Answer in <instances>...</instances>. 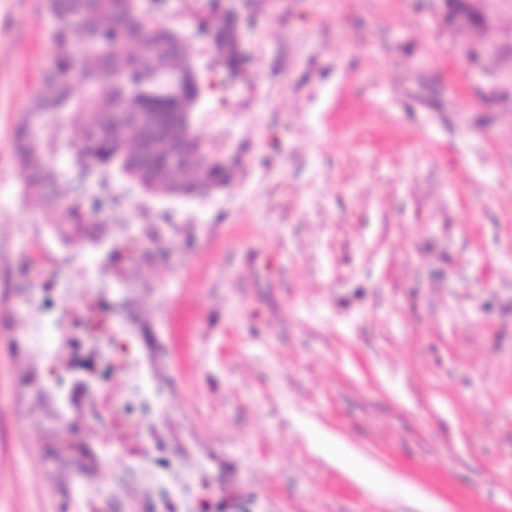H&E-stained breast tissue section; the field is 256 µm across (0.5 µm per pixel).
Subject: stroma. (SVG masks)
I'll use <instances>...</instances> for the list:
<instances>
[{"instance_id":"1","label":"stroma","mask_w":512,"mask_h":512,"mask_svg":"<svg viewBox=\"0 0 512 512\" xmlns=\"http://www.w3.org/2000/svg\"><path fill=\"white\" fill-rule=\"evenodd\" d=\"M248 62L195 112L222 191L152 195L120 176L113 233L174 228V271L139 266L132 308L168 357L179 449L51 465L0 345V512H68L75 482L134 466L246 512H512V0L489 25L443 0H226ZM209 0H167L194 38ZM41 0H0V237L20 263L59 210L25 199L13 128L51 52ZM78 115H47L73 167ZM353 450L362 481L331 450Z\"/></svg>"}]
</instances>
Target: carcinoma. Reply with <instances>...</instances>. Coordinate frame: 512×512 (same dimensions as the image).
Returning a JSON list of instances; mask_svg holds the SVG:
<instances>
[{
	"instance_id": "carcinoma-1",
	"label": "carcinoma",
	"mask_w": 512,
	"mask_h": 512,
	"mask_svg": "<svg viewBox=\"0 0 512 512\" xmlns=\"http://www.w3.org/2000/svg\"><path fill=\"white\" fill-rule=\"evenodd\" d=\"M53 19L52 52L44 69L36 112L14 128L17 160L25 173V193L56 205L61 173L47 160L44 130L38 119L55 112L82 117L76 131L73 190L83 196L62 208V224H100L108 200L89 193L107 185L111 171L138 172L145 192L170 197L181 185L206 193L224 188V159L205 150L193 124L203 93L224 80L199 85L185 51L186 36L169 28L159 14L137 0H43ZM214 13L194 34L211 36L220 50L221 26L207 28ZM182 73L180 94L171 96L158 82L162 73ZM152 113V124L136 127L130 113ZM181 148L177 169L166 166L168 147Z\"/></svg>"
}]
</instances>
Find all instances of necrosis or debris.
Listing matches in <instances>:
<instances>
[{
    "label": "necrosis or debris",
    "instance_id": "obj_1",
    "mask_svg": "<svg viewBox=\"0 0 512 512\" xmlns=\"http://www.w3.org/2000/svg\"><path fill=\"white\" fill-rule=\"evenodd\" d=\"M74 237L101 250L108 268L138 255L136 240L116 244L106 229L89 232L72 225L59 232L53 245H40L38 256L20 269L0 273V287L10 289L21 307L4 331L28 365L21 403H42L47 409V421L33 424L40 445L80 457L102 436L109 446L128 447L136 417L149 415L156 407L162 350L143 345L131 327L126 303L100 292H92L76 310L59 307L71 277H97L96 271L86 268L73 275L59 272L55 251Z\"/></svg>",
    "mask_w": 512,
    "mask_h": 512
}]
</instances>
